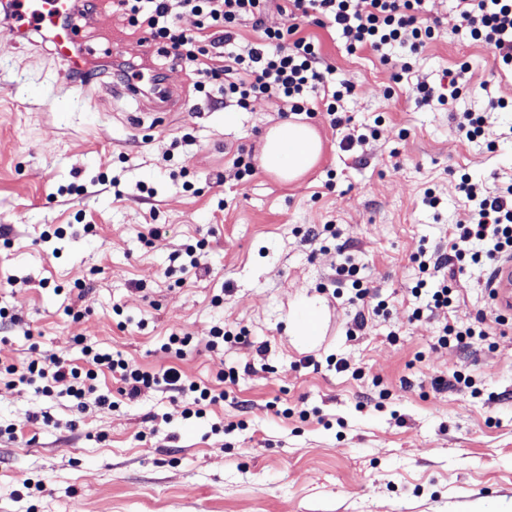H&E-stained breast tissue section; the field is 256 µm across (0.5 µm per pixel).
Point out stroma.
<instances>
[{"mask_svg":"<svg viewBox=\"0 0 512 512\" xmlns=\"http://www.w3.org/2000/svg\"><path fill=\"white\" fill-rule=\"evenodd\" d=\"M424 6L434 36L399 83L392 64L303 22L352 84L343 109L364 138L346 143L316 114L321 156L288 184L261 170L240 183L232 168L281 121L279 102L212 105L110 0L78 21L100 70L79 94L45 47L0 23V307L16 317L0 326V365L80 366L92 344L224 393L187 419V397L152 387L130 401L108 372L96 386L112 407L90 396L81 409L64 384L45 395L0 375V512H512V321L480 335L492 274L471 263L444 268L455 298L426 310L411 259L447 251L466 221L460 174L491 193L512 184V110L476 139L457 129L489 98L512 101V73L460 33L456 0ZM464 61L469 89L453 99ZM126 63L162 72L166 102L115 92ZM419 82L447 103L416 106ZM199 241L205 272H180L176 254ZM349 258L388 304L352 337L353 290L337 273ZM311 302L320 331L301 342L288 324ZM447 323L473 329L469 350L438 345ZM217 326L246 342L209 350ZM174 332L192 338L178 361L162 349ZM456 372L473 389H436Z\"/></svg>","mask_w":512,"mask_h":512,"instance_id":"35a3bbf8","label":"stroma"}]
</instances>
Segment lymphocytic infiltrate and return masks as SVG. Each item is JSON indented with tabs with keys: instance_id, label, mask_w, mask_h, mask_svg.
I'll list each match as a JSON object with an SVG mask.
<instances>
[{
	"instance_id": "obj_1",
	"label": "lymphocytic infiltrate",
	"mask_w": 512,
	"mask_h": 512,
	"mask_svg": "<svg viewBox=\"0 0 512 512\" xmlns=\"http://www.w3.org/2000/svg\"><path fill=\"white\" fill-rule=\"evenodd\" d=\"M423 0H112V6L129 28L148 34L166 57L190 69L197 92L219 107L249 109L253 99L274 97L294 115H314L325 109L329 125L342 127L347 118L342 101L352 91L346 81H336L316 40L302 33L301 19L313 18L320 27L341 30L348 51L391 49L416 51L433 36L422 14ZM461 28L472 40L489 47L499 68L512 70V0H459ZM277 11L288 18L285 27L267 26L265 17ZM250 24L255 40L245 39L240 28ZM470 204L467 223L458 225L449 250L437 253L418 248L412 260L420 277L417 290L428 297L427 307L445 308L453 290L438 276L449 260L496 265L512 256V184L499 194L485 190L469 174L456 185ZM486 242V251H471V241ZM85 367L54 358L53 371L38 360L5 366L15 384L43 381V393L53 384L67 382L68 393L84 399L95 390L102 370L117 375L122 395L138 397L142 389L162 386L194 395L184 418L200 417L207 407L223 400V393L190 381L174 366L150 373L127 360L92 347H83Z\"/></svg>"
}]
</instances>
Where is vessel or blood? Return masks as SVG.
Here are the masks:
<instances>
[{
	"label": "vessel or blood",
	"mask_w": 512,
	"mask_h": 512,
	"mask_svg": "<svg viewBox=\"0 0 512 512\" xmlns=\"http://www.w3.org/2000/svg\"><path fill=\"white\" fill-rule=\"evenodd\" d=\"M16 33L27 37L30 26L47 28L51 33L53 54L65 74L86 71L89 58L82 48L80 31L70 25L72 0H16ZM492 299L499 314L512 316V257L500 262L490 284Z\"/></svg>",
	"instance_id": "b4317fda"
}]
</instances>
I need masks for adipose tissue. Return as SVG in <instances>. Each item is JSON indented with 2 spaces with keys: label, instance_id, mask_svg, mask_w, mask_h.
Masks as SVG:
<instances>
[{
  "label": "adipose tissue",
  "instance_id": "1",
  "mask_svg": "<svg viewBox=\"0 0 512 512\" xmlns=\"http://www.w3.org/2000/svg\"><path fill=\"white\" fill-rule=\"evenodd\" d=\"M321 153L322 141L313 127L284 120L267 131L258 161L266 173L290 183L309 172Z\"/></svg>",
  "mask_w": 512,
  "mask_h": 512
}]
</instances>
